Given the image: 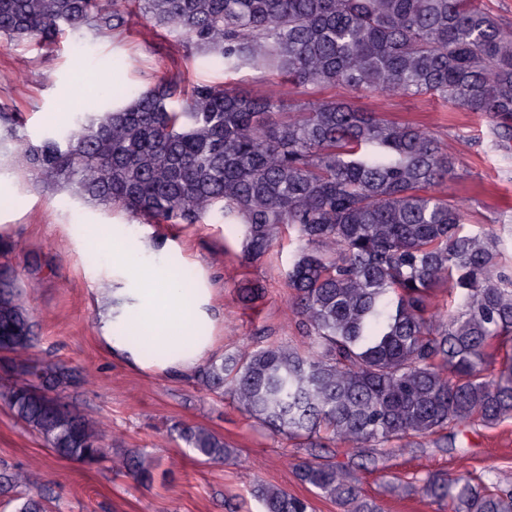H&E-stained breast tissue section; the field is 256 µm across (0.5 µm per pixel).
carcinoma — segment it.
I'll use <instances>...</instances> for the list:
<instances>
[{
	"label": "carcinoma",
	"instance_id": "cac0c4a2",
	"mask_svg": "<svg viewBox=\"0 0 512 512\" xmlns=\"http://www.w3.org/2000/svg\"><path fill=\"white\" fill-rule=\"evenodd\" d=\"M140 14L180 31L229 73L272 69L300 87L336 85L393 96L433 93L492 122L512 143V35L475 0H0V38L50 47L65 29L123 31ZM96 102L77 127L22 148L26 165L89 201L147 224L244 227L256 261L280 228L295 231L288 288L307 350L267 345L212 361L200 387L290 440L405 447L470 422L512 420V271L497 238L467 231L460 205L433 193L454 169L428 128L389 121L334 99L280 118L274 103L222 86L186 89L160 77L123 99ZM448 284L455 309L429 310ZM34 325L10 270L0 267V401L58 457L97 464L106 431L69 400L73 369L35 363ZM505 351L496 362V353ZM179 438L210 461L230 450L202 426ZM138 483L154 466L119 455ZM299 480L343 512H379L359 478L333 462L304 461ZM42 474L0 472L19 490L13 512H48ZM416 490L452 512H512V490L480 477L428 475ZM263 512H309L273 485Z\"/></svg>",
	"mask_w": 512,
	"mask_h": 512
}]
</instances>
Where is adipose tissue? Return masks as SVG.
<instances>
[{
	"label": "adipose tissue",
	"mask_w": 512,
	"mask_h": 512,
	"mask_svg": "<svg viewBox=\"0 0 512 512\" xmlns=\"http://www.w3.org/2000/svg\"><path fill=\"white\" fill-rule=\"evenodd\" d=\"M76 233L89 263L103 252L112 260V286L97 321L111 354L160 374L193 372L213 347L201 333L214 322L208 289L183 287L174 269L146 258L137 235L81 224Z\"/></svg>",
	"instance_id": "ef3b65f1"
}]
</instances>
